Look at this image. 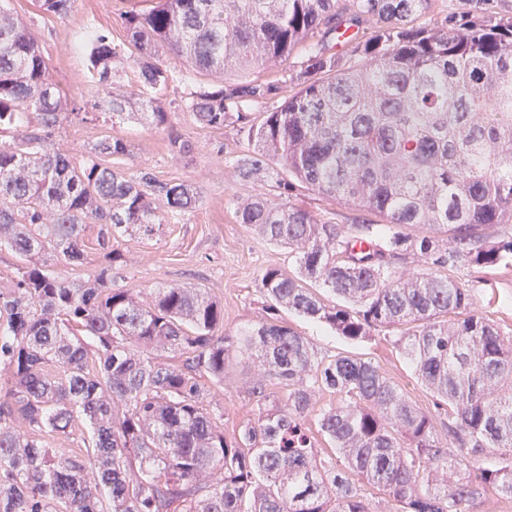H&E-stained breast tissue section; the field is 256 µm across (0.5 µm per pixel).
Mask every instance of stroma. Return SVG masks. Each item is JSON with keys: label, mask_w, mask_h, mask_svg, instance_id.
<instances>
[{"label": "stroma", "mask_w": 512, "mask_h": 512, "mask_svg": "<svg viewBox=\"0 0 512 512\" xmlns=\"http://www.w3.org/2000/svg\"><path fill=\"white\" fill-rule=\"evenodd\" d=\"M0 6L30 27L47 63L50 81L76 109L49 136L51 146L77 153L104 136L117 135L129 147L128 155L120 160L127 173L146 169L159 180L190 184L198 194L194 208L167 216L153 238L136 234L121 240V258L112 272L113 287L146 292L175 284L199 287L223 306L225 332L235 335L263 322L267 302L257 287V278L265 268L287 267L288 250L240 224L235 209L238 202L261 192L276 203L281 196L274 182L260 186L237 177L230 159L248 150L243 134L231 126L205 127L184 108V98L203 82V75L189 70L185 59L162 53L171 75L167 88L158 95L168 112V122L162 127L154 126L141 109L116 121L94 107L98 77L90 66L81 35L87 31L104 34L121 51L125 60L118 66L116 80L132 100H140L144 88L140 71L130 57L132 47L123 16L131 10L150 9L151 0H74L62 15L38 11L33 0H5ZM173 133L192 143L190 154L170 152L168 138ZM290 201L338 224H352L358 215L353 206L303 188L294 192ZM97 234V224H85L87 259L83 266L75 268L60 259L51 264V271L77 280L96 275L107 263ZM448 274L469 288L474 313L491 319L505 335L512 336V256L493 267L463 264L450 268ZM283 319L307 337L319 353L341 352L372 361L410 402L435 411V394L422 384L410 361L383 332L352 341L324 324L293 313H284ZM245 380L238 366H230L223 388L215 394L216 403L224 410V433L229 438L258 414L257 402L245 391Z\"/></svg>", "instance_id": "1"}]
</instances>
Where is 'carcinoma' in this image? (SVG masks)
I'll use <instances>...</instances> for the list:
<instances>
[{
	"label": "carcinoma",
	"mask_w": 512,
	"mask_h": 512,
	"mask_svg": "<svg viewBox=\"0 0 512 512\" xmlns=\"http://www.w3.org/2000/svg\"><path fill=\"white\" fill-rule=\"evenodd\" d=\"M72 2L37 0L58 15ZM434 2L157 0L124 15L145 89L169 83L160 49L222 76L198 84L186 107L204 126L247 132L253 149L233 161L241 180L264 184L278 161L284 197L302 186L360 211L345 229L261 194L237 205L238 221L287 247L296 266L260 273L269 317L237 335L204 288L112 287L120 241L154 236L158 209L185 212L196 193L127 174L120 137L78 158L24 133L23 115L53 129L68 103L34 34L0 6V131L17 132L0 141V247L24 261L0 292V512H374L363 483L390 512H465L490 491L512 498V339L469 313L470 290L444 274L512 255V237L487 233L512 224V19L491 24L488 0H465L457 26L412 25ZM370 23V36L348 34ZM341 37L354 43L349 63L333 52ZM300 48L296 91L253 111L281 90L261 72ZM121 59L92 37L100 104L114 118L132 106L113 81ZM89 219L109 265L78 282L45 269L48 249L84 263ZM419 224L426 232L412 235ZM415 258L433 271L407 273ZM283 310L349 340L398 331L448 417L445 437L377 365L319 354ZM233 362L262 408L229 439L213 387ZM319 393L332 401L312 422ZM320 437L333 453L321 455ZM490 453L498 464H477Z\"/></svg>",
	"instance_id": "cac0c4a2"
}]
</instances>
